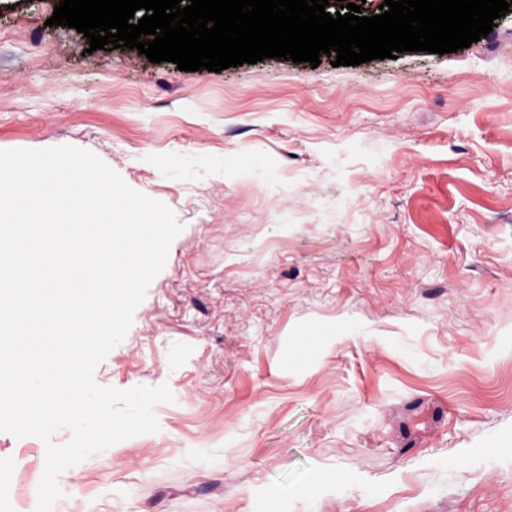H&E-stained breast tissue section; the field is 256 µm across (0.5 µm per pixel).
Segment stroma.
<instances>
[{
    "label": "stroma",
    "mask_w": 512,
    "mask_h": 512,
    "mask_svg": "<svg viewBox=\"0 0 512 512\" xmlns=\"http://www.w3.org/2000/svg\"><path fill=\"white\" fill-rule=\"evenodd\" d=\"M53 11L0 0V150H90L182 226L94 372L174 400L54 512H512V12L454 53L215 73ZM45 456L0 432V512Z\"/></svg>",
    "instance_id": "stroma-1"
}]
</instances>
